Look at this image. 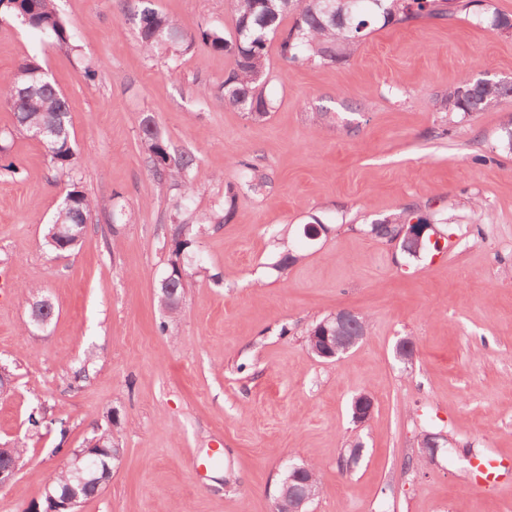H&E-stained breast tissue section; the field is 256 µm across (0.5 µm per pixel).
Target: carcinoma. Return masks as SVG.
<instances>
[{
	"mask_svg": "<svg viewBox=\"0 0 512 512\" xmlns=\"http://www.w3.org/2000/svg\"><path fill=\"white\" fill-rule=\"evenodd\" d=\"M234 16V33L228 35L218 28H201L193 35H186L167 16L160 13L151 0H146L139 13L138 38L142 51L150 58L179 56L201 43L215 52L231 55L232 68L224 78V101L242 111L262 117L268 114L270 102L262 91L266 77L268 40L280 35L279 54L287 62L301 65L336 64L348 60L369 26L375 24L412 25L427 19L451 20L460 13L479 9L487 14L485 0H230ZM0 6L28 28L50 35L58 45L71 46V34L59 12L56 0H0ZM293 25L282 32L280 27L288 16ZM43 70L35 60L22 64L17 72L0 78V101L13 112L15 127L25 131L36 123L55 125L59 135L43 142L50 163L68 177L65 196L70 203L59 207L54 220L47 225L44 243L52 251L56 225L83 224L92 217L93 201L81 189L72 175L73 146L70 135L69 109L65 97L47 75L24 96L19 88L28 74ZM512 97V82L487 83L481 78L461 80L440 100V109L450 115L485 112L501 101ZM10 131L0 132V171L9 175L19 174V167L10 156L7 145ZM140 138L149 152L153 175L160 182L172 181L192 189L188 179L194 158L170 156L165 138L157 124L145 117L141 122ZM242 174L241 186L256 192L266 183V176L250 162H238ZM238 186L227 185L224 199L215 201L210 212L195 222H177L171 227L172 256L168 270L177 272L169 284L178 297H183L186 273L183 258L194 240L210 224L224 223L225 205L233 202ZM411 218L399 213L371 226L375 237L388 242L393 240L399 224H409ZM87 448L112 451V431L95 432L85 443Z\"/></svg>",
	"mask_w": 512,
	"mask_h": 512,
	"instance_id": "carcinoma-1",
	"label": "carcinoma"
}]
</instances>
